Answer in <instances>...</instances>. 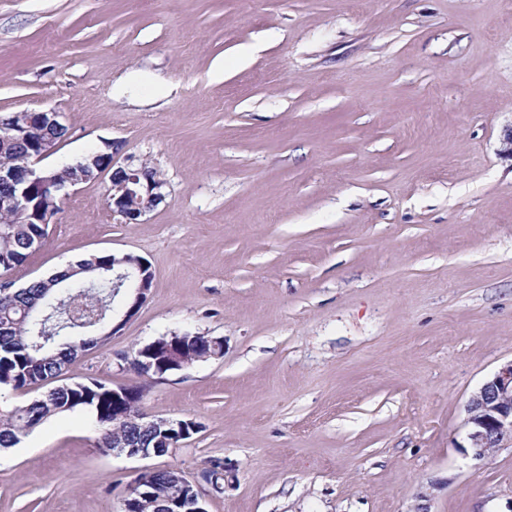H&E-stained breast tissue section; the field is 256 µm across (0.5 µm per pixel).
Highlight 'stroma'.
Masks as SVG:
<instances>
[{
  "instance_id": "35a3bbf8",
  "label": "stroma",
  "mask_w": 512,
  "mask_h": 512,
  "mask_svg": "<svg viewBox=\"0 0 512 512\" xmlns=\"http://www.w3.org/2000/svg\"><path fill=\"white\" fill-rule=\"evenodd\" d=\"M52 110L56 166L113 145L166 198L113 218L108 176L0 283L130 253L146 301L64 381L143 385L201 428L101 454L84 411L0 448V512H122L147 469L223 459L207 512H512V443L465 405L512 360V0H0V113ZM204 334L163 378L122 358ZM171 340L177 342L182 355L190 361L191 365L198 362L194 360V354L197 355L201 351L211 349L215 345L219 348L222 347L224 354V342H222L223 340L218 337L205 336L201 334L193 336V334L184 333L183 335L163 336L149 344L138 347L132 351L131 357L148 360L152 363V367L155 365L157 368H160L161 365L167 361L168 356L166 353L168 352V349L166 345H168ZM214 341H217L218 343L214 344ZM142 348L144 351L140 355L139 352ZM223 354L221 356H223Z\"/></svg>"
}]
</instances>
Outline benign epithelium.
<instances>
[{
    "label": "benign epithelium",
    "mask_w": 512,
    "mask_h": 512,
    "mask_svg": "<svg viewBox=\"0 0 512 512\" xmlns=\"http://www.w3.org/2000/svg\"><path fill=\"white\" fill-rule=\"evenodd\" d=\"M47 118L53 122L58 114L54 111L24 110L10 117H0V146L7 145L19 137H24L33 129L34 118ZM55 145L48 143L39 152L29 156L22 167L17 168L0 154V186L12 188V193L0 194V214L13 209L21 201L29 199L28 189L37 185L50 192V195L63 199L69 191L86 183L87 175L83 166H71L73 175L61 183L49 168L39 166L41 160L49 155ZM104 157V166L98 169L102 174L110 172L107 204L112 214L121 217L128 224H135L154 211L165 199L163 181L157 171L144 174V165L114 166L112 155L95 153ZM115 266L113 274L118 282L124 284L123 290L128 298L124 317H132L147 299L153 281L151 266L129 254L112 259ZM466 424L468 447L466 454L472 459L483 461L489 458L506 439L512 440V360L502 364L482 386L474 392L466 404ZM151 427H165L170 435L186 434L184 424L163 417H148Z\"/></svg>",
    "instance_id": "benign-epithelium-1"
}]
</instances>
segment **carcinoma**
Listing matches in <instances>:
<instances>
[{"instance_id": "obj_1", "label": "carcinoma", "mask_w": 512, "mask_h": 512, "mask_svg": "<svg viewBox=\"0 0 512 512\" xmlns=\"http://www.w3.org/2000/svg\"><path fill=\"white\" fill-rule=\"evenodd\" d=\"M67 135V128L60 122L37 127L29 138L6 147L4 154L22 160L49 141L58 143ZM47 224H40L22 211L11 224H0V270L5 272L23 265L28 256L40 248L48 236ZM65 285L61 289L62 305L49 290L52 281ZM122 300V287L112 277L94 283L71 269L28 282L21 288L0 289V390L18 391L32 386L42 388L58 377L65 365L74 360L85 347L75 343L74 336L84 329L99 309L104 317L112 315L114 303ZM44 308L49 317L45 320L26 317V312ZM51 346L35 350L41 339ZM175 341L182 355L190 363L194 356L213 346L223 347L224 342L212 336L185 333L163 336L132 351V357L144 358L156 367L167 361V345ZM135 398L112 403V387L95 379L71 381L49 388L45 393L28 402L12 407H0V448L17 445L32 429L48 418L78 410H88L95 422V443L98 450L109 455L121 448L125 451L150 448L158 438L154 430L143 424V389L133 386ZM134 482L145 489V497L138 500L131 512H169L180 506L171 504L182 492L177 473L159 469L139 474Z\"/></svg>"}]
</instances>
